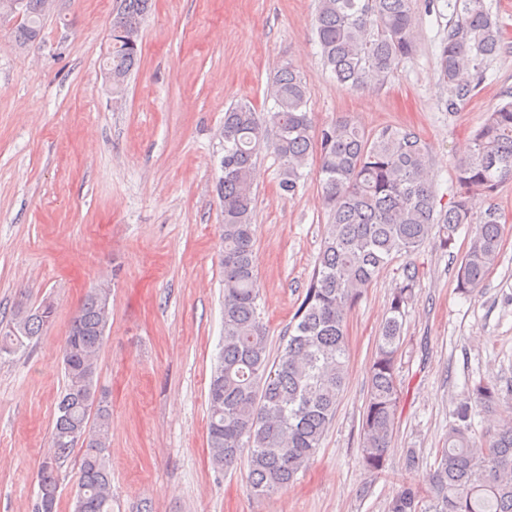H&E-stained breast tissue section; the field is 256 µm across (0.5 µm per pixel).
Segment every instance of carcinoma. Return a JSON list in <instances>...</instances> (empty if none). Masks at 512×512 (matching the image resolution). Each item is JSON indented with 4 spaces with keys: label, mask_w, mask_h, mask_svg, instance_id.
Masks as SVG:
<instances>
[{
    "label": "carcinoma",
    "mask_w": 512,
    "mask_h": 512,
    "mask_svg": "<svg viewBox=\"0 0 512 512\" xmlns=\"http://www.w3.org/2000/svg\"><path fill=\"white\" fill-rule=\"evenodd\" d=\"M54 2L25 0L23 19L13 29L19 48L38 42ZM151 2L119 0L112 13L103 69L116 94L140 64ZM447 6L451 21L438 66L455 106L482 80L487 61L500 50L503 29L482 0H447ZM315 32L324 67L355 91L383 84L418 48L411 0H318ZM270 97L274 108L264 121L247 102L224 112L217 182L224 336L207 396L211 462L228 469L246 461L247 482L258 496L287 489L320 448L347 380V314L363 291L385 266L414 255L434 234L443 249L452 248L465 227L469 244L457 265L456 288L464 295L474 292L498 264L504 225L492 199L512 180V102L492 110L475 132L469 154L455 168L456 192L438 212L427 147L417 134L394 125L367 133L345 120L315 127L307 84L290 64L276 71ZM264 148L279 159V189L287 194L297 190L310 155L318 157L328 218L313 275L275 360L255 288L253 174ZM481 203L486 208L474 225L472 215ZM420 276L414 263L402 266L375 343L359 448V463L371 474L385 469L396 433L401 337ZM111 296L108 280L90 288L61 345L66 382L36 476L53 508L61 466L74 456L76 512H112L106 455L112 406L98 385ZM54 312V304L44 301L1 318L0 356L40 336ZM467 391L429 470L428 510L421 508L419 491L405 487L388 512H512V410L500 412L502 389L495 383L481 379ZM477 411L497 416L484 434L473 428Z\"/></svg>",
    "instance_id": "carcinoma-1"
}]
</instances>
